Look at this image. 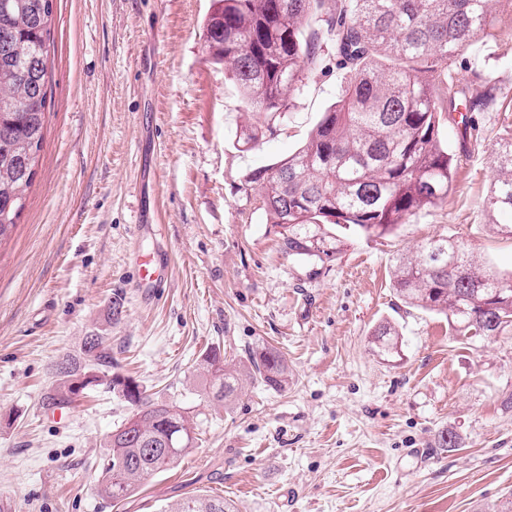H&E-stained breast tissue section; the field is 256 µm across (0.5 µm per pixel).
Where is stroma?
Returning a JSON list of instances; mask_svg holds the SVG:
<instances>
[{
    "label": "stroma",
    "mask_w": 512,
    "mask_h": 512,
    "mask_svg": "<svg viewBox=\"0 0 512 512\" xmlns=\"http://www.w3.org/2000/svg\"><path fill=\"white\" fill-rule=\"evenodd\" d=\"M213 0H54L48 123L25 208L0 240V494L12 512H160L189 493L237 512H505L512 502V329L458 336L445 316L391 286L397 257L450 238L512 270V238L483 201L492 145L512 137V0L452 68L480 71L497 104L443 138L459 163L447 200L384 236L321 225L319 259L284 251V230L251 178L293 154L335 102L323 59L287 111H247L206 42ZM263 136L242 146L246 126ZM154 222L134 225L141 211ZM164 249L159 288L135 283L136 255ZM122 298L124 313L107 319ZM400 331L398 353L369 343ZM110 337L116 373L187 408L190 452L115 506L98 496L108 434L133 414L102 388L44 409L53 368L84 336ZM267 342L288 385L248 384L230 405L194 372L207 346L228 358ZM456 436L438 447L441 433ZM371 336V343L382 354H389L397 348L399 332L390 322L379 323L371 332Z\"/></svg>",
    "instance_id": "35a3bbf8"
}]
</instances>
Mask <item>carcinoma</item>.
<instances>
[{
	"label": "carcinoma",
	"instance_id": "1",
	"mask_svg": "<svg viewBox=\"0 0 512 512\" xmlns=\"http://www.w3.org/2000/svg\"><path fill=\"white\" fill-rule=\"evenodd\" d=\"M489 0H214L207 22L212 58L224 64L251 112H285L292 91L324 53L336 59L344 84L307 141L254 177L274 222L288 230L286 252L321 256L311 231L336 224L384 235L448 199L457 158L440 135L463 106L492 108L494 88L474 73L462 85L451 60L486 30ZM53 0H0V238L17 224L31 187L47 123ZM495 176L484 200L492 224L512 237V137L496 143ZM391 285L406 304L442 314L459 335L489 336L512 328V273L486 269L450 239H436L395 260ZM389 354L399 332L381 322L371 332ZM70 370L43 398L49 410L77 401L75 383L89 370L134 408L106 442L97 493L118 504L149 477L186 455L198 441L185 408L149 392L132 376L112 373L105 336L82 342ZM249 368L206 350L198 370L218 403L246 381L279 391L288 362L272 345L247 354ZM160 512H236L222 497L186 495Z\"/></svg>",
	"mask_w": 512,
	"mask_h": 512
}]
</instances>
